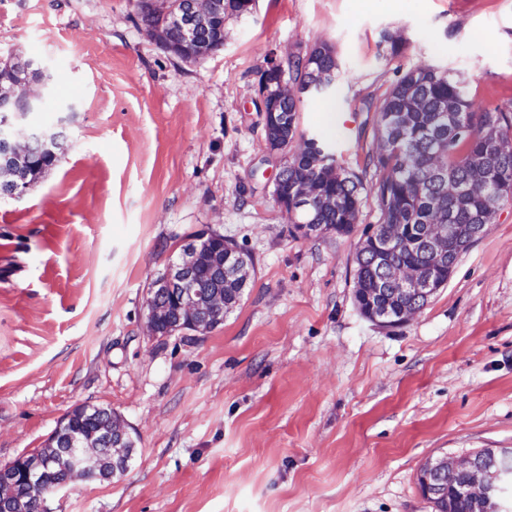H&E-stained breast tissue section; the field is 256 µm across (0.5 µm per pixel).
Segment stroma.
I'll return each mask as SVG.
<instances>
[{
  "instance_id": "stroma-1",
  "label": "stroma",
  "mask_w": 512,
  "mask_h": 512,
  "mask_svg": "<svg viewBox=\"0 0 512 512\" xmlns=\"http://www.w3.org/2000/svg\"><path fill=\"white\" fill-rule=\"evenodd\" d=\"M387 33L403 44L389 62ZM324 42L336 126L314 97L299 128L358 173L408 69L512 101V0H256L196 62L150 40L128 0H0V63H52L30 121L79 106L58 163L0 200V465L79 405L136 440L124 474L70 483L52 512H432L428 460L512 448V199L393 328L353 297L373 202L351 233L312 239L274 205L261 75ZM208 228L253 259L241 301L208 332L150 335L149 284Z\"/></svg>"
}]
</instances>
